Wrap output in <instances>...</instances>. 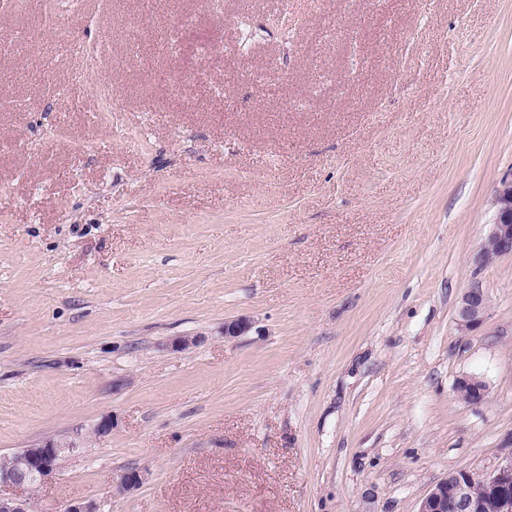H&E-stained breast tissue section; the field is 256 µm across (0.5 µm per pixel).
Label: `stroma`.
<instances>
[{
	"label": "stroma",
	"mask_w": 512,
	"mask_h": 512,
	"mask_svg": "<svg viewBox=\"0 0 512 512\" xmlns=\"http://www.w3.org/2000/svg\"><path fill=\"white\" fill-rule=\"evenodd\" d=\"M31 2L0 18V456L78 443L35 512H417L512 456V253L474 262L512 177V0H158L134 46L141 0ZM488 308L487 296L484 289L473 284L459 299L456 307V324L461 332L478 327L484 320ZM454 391L460 399L473 405L482 403L488 396L487 385L475 375H465L456 379Z\"/></svg>",
	"instance_id": "obj_1"
}]
</instances>
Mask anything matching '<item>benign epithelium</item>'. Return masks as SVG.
<instances>
[{
  "mask_svg": "<svg viewBox=\"0 0 512 512\" xmlns=\"http://www.w3.org/2000/svg\"><path fill=\"white\" fill-rule=\"evenodd\" d=\"M497 216L475 263L482 266L492 254L512 253V181L502 183L496 195ZM488 308L484 289L477 283L468 288L456 307V324L466 332L478 327ZM251 328V321L238 317L224 321V337L234 338ZM456 395L473 405L488 396L485 382L475 375H465L454 383ZM77 442L50 438L36 448H24L0 461V512H33V490L56 473L59 461L74 452ZM144 474L138 469L123 472L113 486V493L124 494L138 488ZM418 512H512V457L504 460L493 474L478 478L465 470L450 471L421 500Z\"/></svg>",
  "mask_w": 512,
  "mask_h": 512,
  "instance_id": "1",
  "label": "benign epithelium"
}]
</instances>
